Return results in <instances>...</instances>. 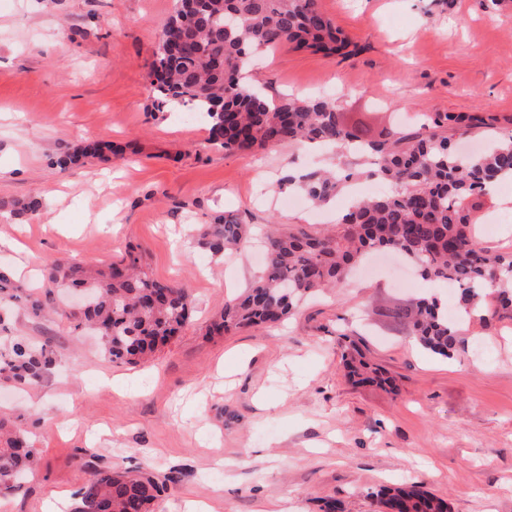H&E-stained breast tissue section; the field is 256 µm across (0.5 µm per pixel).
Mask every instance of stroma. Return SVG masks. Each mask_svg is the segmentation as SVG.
<instances>
[{
	"label": "stroma",
	"instance_id": "obj_1",
	"mask_svg": "<svg viewBox=\"0 0 512 512\" xmlns=\"http://www.w3.org/2000/svg\"><path fill=\"white\" fill-rule=\"evenodd\" d=\"M351 41L349 57L281 47L250 73L270 98L331 94L350 124L374 135L418 112H487L494 140L512 131V0H318ZM174 0H14L0 10V260L14 271L49 259L104 264L140 248L146 271L185 283L195 310L148 362L116 364L66 322L12 319L16 335L50 341L45 382L0 406L35 413L33 478L0 512H66L91 468L138 470L175 485L156 512L188 500L217 512H375L370 493L422 483L450 512H512V320L461 328L465 352L422 350L385 311L431 283L393 259L303 302L283 324L210 336L206 325L264 268L257 243L213 260L199 225L222 213L250 232L269 222L321 232L359 178L324 210L279 184L287 167H324L329 152L296 144L227 155L195 112H159L149 69ZM95 141L109 160L51 166L61 149ZM40 195L39 215L5 203ZM477 235L512 251V181L484 198ZM437 291V290H434ZM456 308L455 292L437 291ZM356 349L395 388L352 384L342 355Z\"/></svg>",
	"mask_w": 512,
	"mask_h": 512
}]
</instances>
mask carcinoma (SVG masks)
Wrapping results in <instances>:
<instances>
[{
    "label": "carcinoma",
    "instance_id": "1",
    "mask_svg": "<svg viewBox=\"0 0 512 512\" xmlns=\"http://www.w3.org/2000/svg\"><path fill=\"white\" fill-rule=\"evenodd\" d=\"M280 46L333 56L346 54L350 41L317 0H174L150 66L154 107L160 112L182 106L204 117L210 144L229 154L311 144L366 156L362 170L338 165L300 177L299 191L316 207L328 204L361 173L385 181L390 190L357 200L334 231L270 225L263 275L224 305L208 334L284 320L307 295L345 283L354 265L384 249L400 251L423 278L453 286L462 317L477 315L487 327L512 319V251L490 252L475 230L486 185L512 179V133L465 158L456 153L454 141L485 133L493 118L437 112L424 115L415 127L391 126L375 139H364L345 124L333 100L274 101L249 81L255 54ZM102 157L99 144L87 143L61 153L53 165L64 169L82 158ZM41 208L38 195L12 203L16 216L35 215ZM246 234V226L229 213L198 229L201 243L218 258L239 248ZM42 276L45 292H34L0 264V334L9 330L15 311L59 317L74 336L93 332L110 361L136 364L178 336L195 307L188 288L152 278L135 247L104 268L54 259L43 266ZM76 289L86 292L91 303L80 310L61 305L59 294ZM386 317L405 324L415 342L433 355L454 359L464 350L457 326L434 295L408 308H390ZM55 362L51 342L6 336L0 339V387H36ZM346 367L356 384H392L380 368L362 360L352 358ZM30 421L24 413L0 412V495L16 491L33 472ZM176 481L174 476L159 482L143 473L96 470L76 492L72 512H152ZM369 496L378 512H448L445 499L417 483L383 487Z\"/></svg>",
    "mask_w": 512,
    "mask_h": 512
}]
</instances>
